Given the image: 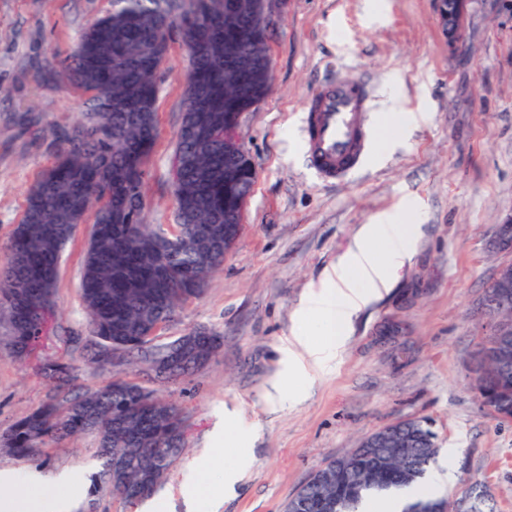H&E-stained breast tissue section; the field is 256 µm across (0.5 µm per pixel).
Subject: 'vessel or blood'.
<instances>
[{
    "mask_svg": "<svg viewBox=\"0 0 512 512\" xmlns=\"http://www.w3.org/2000/svg\"><path fill=\"white\" fill-rule=\"evenodd\" d=\"M367 110L365 88L348 74L320 84L310 96L304 147L320 178L339 180L362 164L368 149Z\"/></svg>",
    "mask_w": 512,
    "mask_h": 512,
    "instance_id": "obj_1",
    "label": "vessel or blood"
}]
</instances>
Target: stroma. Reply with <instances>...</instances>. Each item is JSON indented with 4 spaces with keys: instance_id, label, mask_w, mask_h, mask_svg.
Listing matches in <instances>:
<instances>
[{
    "instance_id": "obj_1",
    "label": "stroma",
    "mask_w": 512,
    "mask_h": 512,
    "mask_svg": "<svg viewBox=\"0 0 512 512\" xmlns=\"http://www.w3.org/2000/svg\"><path fill=\"white\" fill-rule=\"evenodd\" d=\"M111 9L112 0H0V248L52 164L56 136L83 118L88 95L67 80V55ZM269 50L270 90L240 127L258 167L244 231L203 295L165 330L207 327L222 344L194 374L157 387L186 426L184 453L154 494L161 512H186L183 485L206 457L223 454L216 435L224 428L238 431L248 467L219 512H280L325 460L406 419L430 423L438 463L456 472L444 496L456 500L478 479L495 512H512V421L484 408L471 385L487 334L480 302L496 268L512 262V250L489 247L495 225L512 214V13L502 0H467L452 47L436 0H285L274 10ZM188 68L173 40L147 163L146 224L176 221L171 159ZM345 69L372 98L370 149L363 172L325 184L307 169L303 108L320 82ZM393 104L417 116L396 143L384 135ZM396 211L417 227L411 259L353 317L329 370L289 372L284 346L304 326L302 299L322 288L363 225ZM90 230L79 225L62 257L55 315L37 356H13L9 325L0 322V434L46 400L40 359L79 366L77 393L111 375L147 382L126 363L109 373L89 366L71 343L89 333L80 278ZM391 320L402 332L390 340L382 330ZM278 378L280 397L270 392ZM94 448L92 437L77 436L42 465L80 472L79 512L98 469Z\"/></svg>"
}]
</instances>
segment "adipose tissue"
Returning a JSON list of instances; mask_svg holds the SVG:
<instances>
[{"instance_id":"ef3b65f1","label":"adipose tissue","mask_w":512,"mask_h":512,"mask_svg":"<svg viewBox=\"0 0 512 512\" xmlns=\"http://www.w3.org/2000/svg\"><path fill=\"white\" fill-rule=\"evenodd\" d=\"M415 227L386 215L362 226L352 246L328 271L325 288L308 295L301 314L312 328L288 344L291 360L324 369L342 347L353 316L386 292L409 259ZM81 481L75 471L52 476L34 472L0 477V512H71Z\"/></svg>"}]
</instances>
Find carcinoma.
I'll return each mask as SVG.
<instances>
[{
	"label": "carcinoma",
	"instance_id": "1",
	"mask_svg": "<svg viewBox=\"0 0 512 512\" xmlns=\"http://www.w3.org/2000/svg\"><path fill=\"white\" fill-rule=\"evenodd\" d=\"M259 0H112V12L92 22L69 56L67 75L92 92L85 120L61 132L55 161L29 190L23 217L4 246L0 265V318L9 322L11 352L29 357L54 312L59 260L78 225L94 216L81 268V299L91 336L89 364L112 367V348L149 370L171 338L152 336L175 321L224 264V213L238 212L257 177L249 154L224 153V124L251 112L268 91V26L259 23ZM192 63L184 93L194 92L183 115L175 152L186 158L172 184L178 222L161 234L141 222L146 165L158 137L156 102L161 66L172 33ZM199 367L183 357L165 378ZM52 387L48 400L16 421L3 440L15 456L38 461L66 440L94 436L99 470L91 477L89 508L110 490L128 504L154 493L184 447L181 410L156 392L111 378L83 395L67 392L74 367L39 364ZM494 413L512 419V371L487 372ZM403 435L372 452L387 458L391 476L365 468L347 477L351 455L337 456L319 472L318 491L338 497L339 512H362L372 497L402 496L421 488L439 448H412Z\"/></svg>",
	"mask_w": 512,
	"mask_h": 512
}]
</instances>
